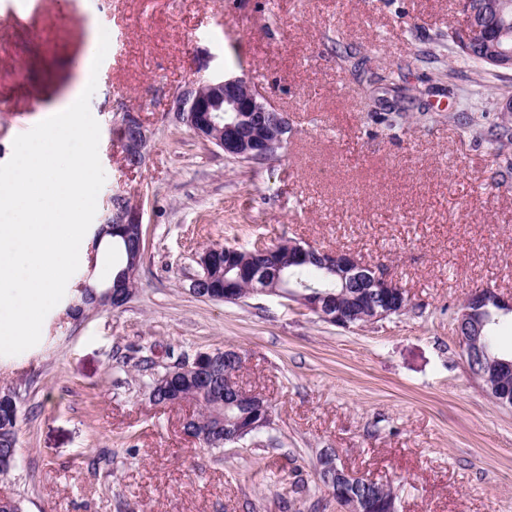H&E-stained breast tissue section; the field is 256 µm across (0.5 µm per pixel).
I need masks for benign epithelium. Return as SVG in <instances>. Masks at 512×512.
Masks as SVG:
<instances>
[{
  "label": "benign epithelium",
  "instance_id": "benign-epithelium-1",
  "mask_svg": "<svg viewBox=\"0 0 512 512\" xmlns=\"http://www.w3.org/2000/svg\"><path fill=\"white\" fill-rule=\"evenodd\" d=\"M167 111L175 112L177 119L196 137L224 151V157L247 163H264L275 159L288 143L290 125L287 113L281 111L262 91L245 76H224L184 85L173 97ZM118 139L125 156L133 167L144 160L149 142L144 124L136 112H123L118 119ZM125 231L136 236L137 249L143 251V224L140 208L130 205L109 211L98 232ZM288 247V254L312 260L324 271L336 275L342 282L360 288L358 292L320 294L287 292L283 288L245 287L244 280H254L252 268L237 269L233 279L224 280L219 293L208 291L205 297L227 303H238L253 295L263 294L297 301L307 311L333 325L350 328L363 327L409 308L411 299L406 290L381 265L361 261L354 253L340 250H318L294 239H283L271 247ZM495 303L512 311L508 300L491 288L477 289L470 294L456 316L455 331L464 350L468 370L481 387L497 379L495 404L512 406V361L489 356L471 329L477 307ZM212 353H198L168 368L164 381L168 382L184 369H192L206 378ZM224 364L231 376L224 380V392L238 406H252L254 412L246 414L224 431V444L232 445L250 436L258 429L269 426L272 410L267 399L243 388L236 378L241 364L240 354L232 349L224 351ZM333 473L336 484L324 486L343 512H397L396 496L392 488L380 481L356 475L338 462L336 453L324 450L317 459V473ZM354 485L362 489L355 495L349 490Z\"/></svg>",
  "mask_w": 512,
  "mask_h": 512
}]
</instances>
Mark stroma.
Wrapping results in <instances>:
<instances>
[{
	"mask_svg": "<svg viewBox=\"0 0 512 512\" xmlns=\"http://www.w3.org/2000/svg\"><path fill=\"white\" fill-rule=\"evenodd\" d=\"M91 21L120 38L90 100L106 175L94 221L122 193L146 246L123 307L53 308L43 340L0 356V388L20 402L0 496L25 512H342L316 473L332 448L390 484L397 512H512V409L473 380L453 321L475 289L512 295V176L493 180L487 134L512 71L456 53L460 0H0V164L79 80ZM383 71L405 77L404 98L378 93L390 128L361 97ZM224 74L287 112L275 160L226 158L163 111L190 80ZM125 110L150 134L134 169L115 135ZM285 238L384 266L411 306L347 329L275 296L191 292L204 250ZM228 347L272 422L219 452L183 431L198 405L153 404L150 386L181 356Z\"/></svg>",
	"mask_w": 512,
	"mask_h": 512,
	"instance_id": "stroma-1",
	"label": "stroma"
}]
</instances>
